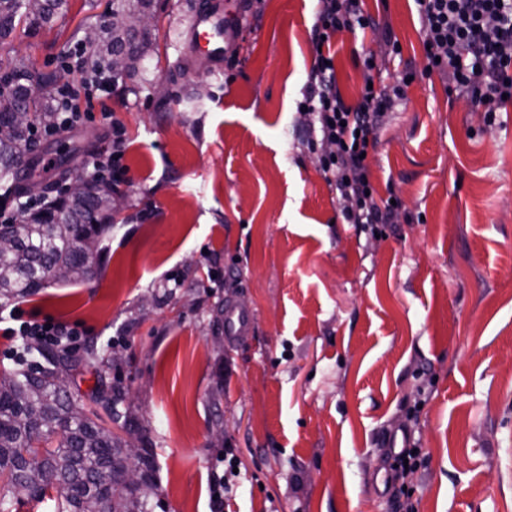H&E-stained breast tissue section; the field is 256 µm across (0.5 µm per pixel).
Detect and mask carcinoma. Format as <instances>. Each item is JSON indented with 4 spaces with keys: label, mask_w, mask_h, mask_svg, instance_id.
Masks as SVG:
<instances>
[{
    "label": "carcinoma",
    "mask_w": 512,
    "mask_h": 512,
    "mask_svg": "<svg viewBox=\"0 0 512 512\" xmlns=\"http://www.w3.org/2000/svg\"><path fill=\"white\" fill-rule=\"evenodd\" d=\"M150 0H117L112 25L84 46L80 73L116 70L132 76L145 57L149 43L135 39L120 23L142 13ZM64 0H0V41L9 37L20 22L31 26L48 23L62 8ZM57 81L53 73H33L22 60L0 84V178L19 179L37 172L40 161L32 155L35 123L55 121L56 107L49 95L33 101V117L17 119L16 109L28 95L29 84L48 87ZM74 146L59 148L53 175L69 172ZM112 228V187H94L86 181L83 194L61 199L39 222L22 217L12 224H0V237L12 240L9 260L13 277L0 279V299L19 300L52 284L47 265L70 269L69 281L82 282L94 274V257L102 236ZM34 360L21 358L17 366L0 373V478L6 492L16 483L29 485L27 500L53 503L54 512H144L136 488L115 492L112 480L132 467L134 456L121 439L87 417L78 399L61 389L56 374L77 376L98 360L97 349L81 350L59 344L25 348ZM112 385L98 378L91 399L112 408ZM60 441L54 448L44 446L53 435Z\"/></svg>",
    "instance_id": "1"
}]
</instances>
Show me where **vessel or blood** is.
Here are the masks:
<instances>
[{
    "label": "vessel or blood",
    "instance_id": "b4317fda",
    "mask_svg": "<svg viewBox=\"0 0 512 512\" xmlns=\"http://www.w3.org/2000/svg\"><path fill=\"white\" fill-rule=\"evenodd\" d=\"M234 21L224 12L223 0H212L210 6L194 13L186 26V42L191 54L203 59L212 71H220L224 48L233 32ZM250 317L233 307L224 310V333L247 335Z\"/></svg>",
    "mask_w": 512,
    "mask_h": 512
}]
</instances>
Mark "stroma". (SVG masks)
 <instances>
[{"instance_id": "obj_1", "label": "stroma", "mask_w": 512, "mask_h": 512, "mask_svg": "<svg viewBox=\"0 0 512 512\" xmlns=\"http://www.w3.org/2000/svg\"><path fill=\"white\" fill-rule=\"evenodd\" d=\"M205 0H151L148 56L93 118L51 137L71 162L124 124L128 183L112 193L97 276L0 302V370L23 337L13 314L77 329L112 380L111 408L81 406L147 456L146 512H210L225 451L238 461L224 512H402L386 487L391 436L422 464L417 512H512V101L486 118L427 74L414 0H363L376 29L331 37L336 82L357 106L367 62L414 73L368 158L392 223H346L298 110L316 58L314 0H224L241 34L213 73L186 55L184 18ZM108 0H66L18 26L0 59L81 86L67 60ZM253 319L224 334V309Z\"/></svg>"}]
</instances>
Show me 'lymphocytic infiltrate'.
Segmentation results:
<instances>
[{
  "label": "lymphocytic infiltrate",
  "instance_id": "obj_1",
  "mask_svg": "<svg viewBox=\"0 0 512 512\" xmlns=\"http://www.w3.org/2000/svg\"><path fill=\"white\" fill-rule=\"evenodd\" d=\"M315 30L318 50L309 85L298 109L318 123L321 140L329 146L320 156L321 169L341 198L349 200L343 217L349 224H386L395 205L378 204L370 189L372 182L365 159L376 147L375 131L396 97L402 96L407 78L393 89L362 87L361 102L347 106L336 90V70L322 51L326 38L344 31L373 27L361 0H316ZM421 20L427 50V70L447 76L451 91L470 97L484 112L499 111L504 99L512 100V0H414ZM107 75L100 74L75 90L69 83L53 93L57 109L55 125L45 135L66 129L83 119L72 108L79 98L106 92ZM109 147L89 155L83 167L90 179L102 172L113 182H123L127 172L125 130L112 119L106 133Z\"/></svg>",
  "mask_w": 512,
  "mask_h": 512
}]
</instances>
